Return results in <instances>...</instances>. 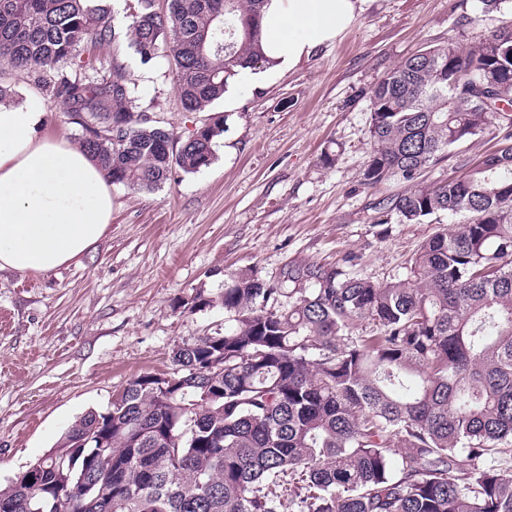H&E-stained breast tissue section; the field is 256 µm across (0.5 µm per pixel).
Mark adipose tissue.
Returning a JSON list of instances; mask_svg holds the SVG:
<instances>
[{
	"label": "adipose tissue",
	"mask_w": 512,
	"mask_h": 512,
	"mask_svg": "<svg viewBox=\"0 0 512 512\" xmlns=\"http://www.w3.org/2000/svg\"><path fill=\"white\" fill-rule=\"evenodd\" d=\"M362 0H266L267 74L293 68L354 23ZM42 105L0 104V270L45 273L93 248L112 221L111 183L90 154L39 135Z\"/></svg>",
	"instance_id": "1"
}]
</instances>
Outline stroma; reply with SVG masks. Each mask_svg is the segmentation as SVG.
Returning <instances> with one entry per match:
<instances>
[{"mask_svg": "<svg viewBox=\"0 0 512 512\" xmlns=\"http://www.w3.org/2000/svg\"><path fill=\"white\" fill-rule=\"evenodd\" d=\"M510 20L512 0L497 12L481 0H365L341 39L270 80L237 85L230 100L202 112L183 109L167 56L144 66L122 53L143 110L176 140L216 115L224 132L215 160L198 172L173 170L150 192L113 186L107 234L68 266L0 271V486L47 455L87 411L106 409L131 378L170 372L179 346L223 331L222 307L182 312L197 290L217 293L248 269L275 281L289 262L349 255L377 281L404 273L449 218L374 223L375 205L402 186L363 182L371 92L425 46L468 47ZM0 83L14 99L41 102L43 134L77 146L81 129L48 88L8 74ZM504 134L490 125L427 169L426 180L459 176Z\"/></svg>", "mask_w": 512, "mask_h": 512, "instance_id": "obj_1", "label": "stroma"}]
</instances>
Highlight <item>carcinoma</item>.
<instances>
[{
    "mask_svg": "<svg viewBox=\"0 0 512 512\" xmlns=\"http://www.w3.org/2000/svg\"><path fill=\"white\" fill-rule=\"evenodd\" d=\"M264 0H133L127 47L143 65L169 45L181 103L200 112L263 60ZM112 0H0V68L40 83L81 128L79 147L114 184L160 188L215 159L224 117L179 148L145 118L125 66L67 67L79 43L120 47ZM494 85L512 74V29L470 48L428 46L370 96L366 185L405 189L376 206L409 224L446 213L406 274L374 281L359 257L238 274L184 307H224V333L173 352L177 392L132 378L0 489V512H512V134L508 147L436 183L425 168L485 132L487 112L448 91V66Z\"/></svg>",
    "mask_w": 512,
    "mask_h": 512,
    "instance_id": "1",
    "label": "carcinoma"
}]
</instances>
